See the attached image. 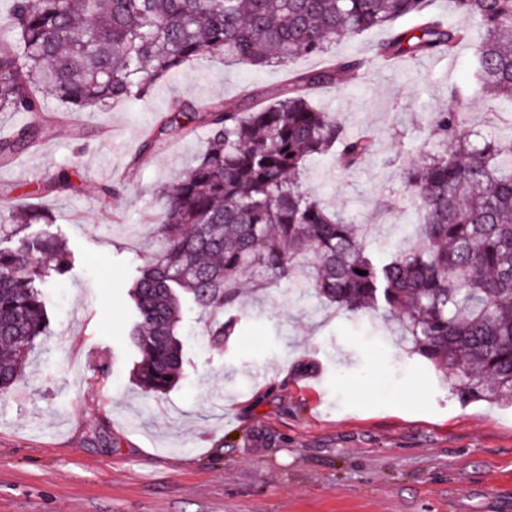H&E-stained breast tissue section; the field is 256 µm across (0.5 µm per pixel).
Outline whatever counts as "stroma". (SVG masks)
Masks as SVG:
<instances>
[{"mask_svg": "<svg viewBox=\"0 0 512 512\" xmlns=\"http://www.w3.org/2000/svg\"><path fill=\"white\" fill-rule=\"evenodd\" d=\"M388 35L371 29L286 68L206 55L158 81L147 102L75 120L53 102L39 144L0 164V208L60 168L74 183L40 201L55 223L27 230L65 238L72 269L45 288L46 334L0 395V512H512V407L460 402L455 376L412 355L395 317L339 310L283 281L240 295L248 317L220 351L185 305V373L171 391L145 392L132 375L126 287L165 219L156 191L206 145L200 130L144 151V129L176 97L203 108L245 104L250 92L271 103L289 71L363 59L364 73L312 99L350 131L376 133V152L349 173L333 157L311 160L301 184L373 225L382 244L415 221L402 170L428 150L451 88L471 129L512 138V105L479 89L474 43L386 67L375 53ZM105 183L119 194L100 196Z\"/></svg>", "mask_w": 512, "mask_h": 512, "instance_id": "35a3bbf8", "label": "stroma"}]
</instances>
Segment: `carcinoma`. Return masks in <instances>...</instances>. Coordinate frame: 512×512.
Here are the masks:
<instances>
[{
    "instance_id": "1",
    "label": "carcinoma",
    "mask_w": 512,
    "mask_h": 512,
    "mask_svg": "<svg viewBox=\"0 0 512 512\" xmlns=\"http://www.w3.org/2000/svg\"><path fill=\"white\" fill-rule=\"evenodd\" d=\"M0 21V112L39 115L55 100L74 114L115 101L148 98L155 82L205 54L230 64L284 66L321 54L338 39L387 27L403 17L419 23L393 31L378 49L397 58L451 53L470 37L434 9L435 0H9ZM457 13L482 30L475 74L489 95L512 105V0H453ZM365 67L345 57L289 78L288 90L247 110L219 102L205 110L182 96L143 148L159 150L193 123L206 148L172 186H162L166 221L155 249L133 280L137 314L132 345L140 387L164 393L183 375V302L211 315L206 336L216 350L242 320V278L272 288L288 280L338 310L381 311L401 323V340L441 373L456 376L457 396L512 405V139L467 129V113L449 92L432 114L430 151L402 172L417 223L414 245H377L366 225L331 212L305 191L306 162L333 154L339 168L360 166L376 151L371 132L352 134L312 91ZM31 122L0 139V162L42 137ZM73 188L62 169L32 197ZM16 240L0 248V392L21 376L48 313L43 288L68 271L66 243L32 224H50L39 207L11 209ZM308 254L313 265H300ZM363 270L360 275L356 270Z\"/></svg>"
}]
</instances>
